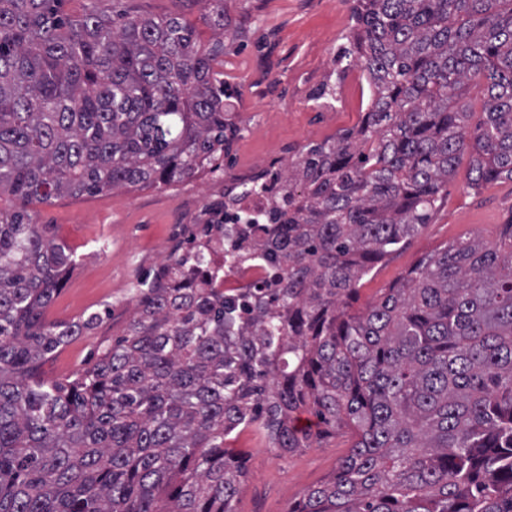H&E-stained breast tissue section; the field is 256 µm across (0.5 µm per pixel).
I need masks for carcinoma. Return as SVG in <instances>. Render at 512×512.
Returning <instances> with one entry per match:
<instances>
[{"instance_id": "1", "label": "carcinoma", "mask_w": 512, "mask_h": 512, "mask_svg": "<svg viewBox=\"0 0 512 512\" xmlns=\"http://www.w3.org/2000/svg\"><path fill=\"white\" fill-rule=\"evenodd\" d=\"M65 0H0V512H234L258 422L272 448L311 426L353 444L289 512H512V221L491 243L429 254L361 311L350 301L428 223L458 156L471 186L512 180V0H352L373 88L360 127L288 167L272 298L160 273L124 334L65 383L43 363L100 315L42 318L73 263L25 205L124 187L170 188L229 154L215 69L228 0L181 16L73 19ZM477 91L484 118L468 130Z\"/></svg>"}]
</instances>
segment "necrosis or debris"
I'll use <instances>...</instances> for the list:
<instances>
[{
    "label": "necrosis or debris",
    "mask_w": 512,
    "mask_h": 512,
    "mask_svg": "<svg viewBox=\"0 0 512 512\" xmlns=\"http://www.w3.org/2000/svg\"><path fill=\"white\" fill-rule=\"evenodd\" d=\"M262 170L259 178L239 179L237 192L226 193L215 204L201 207L196 200H187V208L199 211L197 242H214L206 265L188 264L189 277L237 296L257 286L271 287V270L253 243L280 230L273 224L272 214L288 208V195L282 189L288 163L277 159L263 164ZM218 224L224 227L219 242L214 239Z\"/></svg>",
    "instance_id": "4bbe7bcc"
}]
</instances>
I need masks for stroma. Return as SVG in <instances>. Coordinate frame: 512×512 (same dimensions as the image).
<instances>
[{"label": "stroma", "instance_id": "obj_1", "mask_svg": "<svg viewBox=\"0 0 512 512\" xmlns=\"http://www.w3.org/2000/svg\"><path fill=\"white\" fill-rule=\"evenodd\" d=\"M66 0L74 18L91 6ZM235 31L224 41V78L233 93L226 112L243 131L224 159L223 178L201 174L173 188H122L95 196L60 197L28 206L36 223L63 241L76 264L43 312L45 321L69 322L99 312L98 325L60 348L43 367L49 381H62L93 363L99 345L121 337L137 303L139 281L152 278L161 249L186 247L193 234L185 196L223 187L253 160L283 149L294 155L337 133L357 128L370 104L360 65L342 67L353 27L348 0H231ZM105 14H179L196 24L202 41L212 32L201 23L197 0H97ZM470 157L462 155L429 224L382 258L365 277L354 302L363 309L399 281L424 256L461 238L495 240L512 219V181L469 188ZM248 476L235 512H288L303 493L336 472L349 450L341 433L312 437L309 447L280 455L265 436L243 434Z\"/></svg>", "mask_w": 512, "mask_h": 512}]
</instances>
